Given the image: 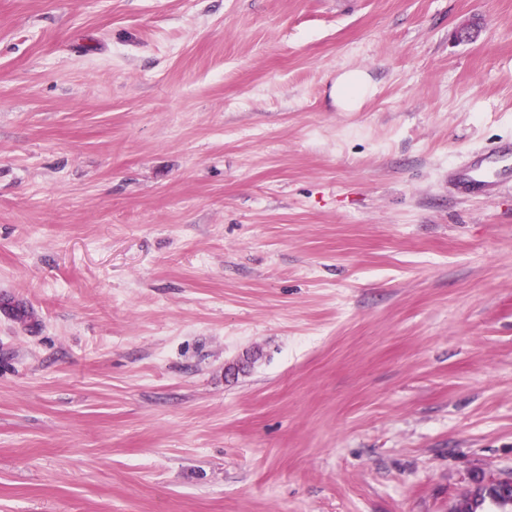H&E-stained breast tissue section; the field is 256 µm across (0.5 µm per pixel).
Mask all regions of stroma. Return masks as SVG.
<instances>
[{"label": "stroma", "mask_w": 512, "mask_h": 512, "mask_svg": "<svg viewBox=\"0 0 512 512\" xmlns=\"http://www.w3.org/2000/svg\"><path fill=\"white\" fill-rule=\"evenodd\" d=\"M499 146L512 0H0V512L512 473V181L458 179ZM375 93V87L362 71H348L336 76L332 96L336 106L345 112H353L363 100Z\"/></svg>", "instance_id": "35a3bbf8"}]
</instances>
